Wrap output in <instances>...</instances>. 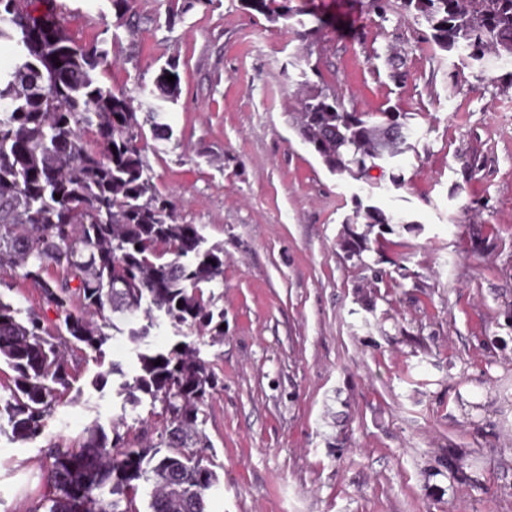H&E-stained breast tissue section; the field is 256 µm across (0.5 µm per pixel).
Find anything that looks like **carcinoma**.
Wrapping results in <instances>:
<instances>
[{
    "instance_id": "obj_1",
    "label": "carcinoma",
    "mask_w": 512,
    "mask_h": 512,
    "mask_svg": "<svg viewBox=\"0 0 512 512\" xmlns=\"http://www.w3.org/2000/svg\"><path fill=\"white\" fill-rule=\"evenodd\" d=\"M109 2L117 21L134 17L136 0ZM290 2L242 0L314 42L326 19ZM402 4L424 18L440 49L483 72L509 68L512 76V0ZM2 41L14 46L17 62L0 70V273L37 288L55 319L37 312L22 318L0 294V361L13 372L0 414H7L13 438L40 437L71 386L69 360L85 349L102 352L113 332L135 345L138 369L129 376L114 362L93 385L103 388L118 375L124 403L135 407L147 398L151 406V420H137L136 434L123 413L108 432L86 429L76 446L49 444L45 492L29 512H141L142 483L151 486L149 512H207L206 494L220 479L199 415L223 380L186 337L224 335V309L214 292H205L224 279V246L203 247L197 227L178 222L174 201L153 182L132 98L101 80L110 66L103 43L76 41L64 13L36 16L30 0H0ZM168 75L179 76L178 63H166L151 88H140L156 142L172 137L166 112L180 80L169 83ZM301 75L303 143L331 172L383 188L370 171L410 148V127L390 112H347ZM407 224L398 211L359 202L341 250L360 261L370 243L383 244ZM161 318L181 337L164 351L146 343Z\"/></svg>"
}]
</instances>
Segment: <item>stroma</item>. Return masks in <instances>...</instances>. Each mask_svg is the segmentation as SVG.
Segmentation results:
<instances>
[{
	"mask_svg": "<svg viewBox=\"0 0 512 512\" xmlns=\"http://www.w3.org/2000/svg\"><path fill=\"white\" fill-rule=\"evenodd\" d=\"M316 43L211 0H62L80 41H103L117 91L178 63L170 143L145 155L159 190L224 246L226 329L200 356L224 380L205 410L221 486L207 512H512V76L463 67L401 8L311 0ZM349 112L406 115L402 177L376 196L412 228L346 262L360 184L300 140L301 71ZM82 364L42 436L0 418V512L44 489L42 450L109 426L119 401Z\"/></svg>",
	"mask_w": 512,
	"mask_h": 512,
	"instance_id": "stroma-1",
	"label": "stroma"
}]
</instances>
